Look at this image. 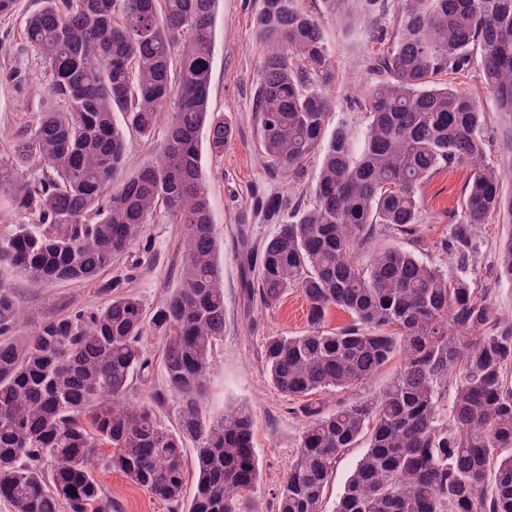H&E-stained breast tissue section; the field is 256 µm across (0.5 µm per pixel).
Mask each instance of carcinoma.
Here are the masks:
<instances>
[{"mask_svg": "<svg viewBox=\"0 0 512 512\" xmlns=\"http://www.w3.org/2000/svg\"><path fill=\"white\" fill-rule=\"evenodd\" d=\"M375 0H324L349 21ZM217 0H43L25 20L27 43L48 67V91L61 109L42 115L0 161V190L38 216L0 241V276L34 281L97 279L140 242L159 205L186 226L180 288L153 313L118 293L92 311L17 329L18 304L0 289V499L12 512H112L93 476L106 464L167 503L185 495V444L196 445V492L186 512H245L259 480L252 421L243 410L206 414L202 399L217 342L224 336V281L199 135L211 152L232 139L211 111ZM402 35L375 62L382 79L365 101L362 148L343 125L325 137L335 99L323 90L332 60L319 20L295 0H262L253 25L262 75L253 110L266 154L283 170L316 148L322 162L314 201L280 224L258 260L266 305L290 288L308 306L309 329L265 343L269 380L306 397L300 448L275 499L277 512H325L345 450L367 442L334 512H512V323L475 297L463 277L415 253L376 252L361 266L370 227L413 236L417 188L450 164L470 167L464 216L446 244L464 263L472 226L512 217V195L485 161V112L439 77L476 63L501 111L512 115V0H403ZM125 115V127L114 114ZM168 115L166 143L134 175L124 167L125 129L144 138ZM37 162L41 174L20 176ZM341 308L351 322L326 328ZM162 341L175 425L159 405L128 401L136 373L152 360L141 338ZM400 359L376 396L324 411L313 399L349 389ZM451 404L440 407L443 392ZM50 462V469L44 468Z\"/></svg>", "mask_w": 512, "mask_h": 512, "instance_id": "obj_1", "label": "carcinoma"}]
</instances>
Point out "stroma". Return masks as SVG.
Segmentation results:
<instances>
[{
  "label": "stroma",
  "mask_w": 512,
  "mask_h": 512,
  "mask_svg": "<svg viewBox=\"0 0 512 512\" xmlns=\"http://www.w3.org/2000/svg\"><path fill=\"white\" fill-rule=\"evenodd\" d=\"M40 5V0H20L14 15L0 16V159L9 158L15 140L33 130L42 113L57 105L46 89L44 61L23 35L26 15ZM297 5L319 19L332 56V79L325 89L335 96L336 110L328 114L327 127L332 130L346 125L355 141L363 142L369 124L365 93L378 79L373 69L376 59L391 49L402 32L401 2L378 0L372 11L350 25L329 13L323 0H297ZM260 6L261 0H219L214 18L210 107L224 115L234 134L223 154L206 147L201 150L224 279V337L214 351L203 405L212 415L233 407L250 412L261 480L248 512H276V488L295 456L306 419L302 400L271 385L264 367V345L271 336L302 334L308 323L299 290H289L272 306L264 305L259 297L255 279L258 254L278 226L265 219L258 204L278 198L287 218L309 207L321 155L313 153L286 172L272 165L260 145L253 96L261 78V53L252 25ZM447 82L479 99L486 113L482 129L486 160L503 173L504 191L512 192V121L487 93L479 67L449 75ZM166 136L163 120L150 139L127 132L128 170L154 161ZM469 177L470 170L464 166L434 172L417 191L421 209L415 240L376 226L369 234L368 250L359 256L360 263H367L372 252L381 248L402 247L430 265L451 268L444 244L454 219L462 215ZM184 234V225L163 210L145 227L147 247H133L95 281L34 283L9 274L0 278V287L15 297L26 327L52 316L107 305L112 295L104 285L116 279L122 281L125 293L139 297L151 311L180 286L179 245ZM511 236L512 219L503 214L474 225L472 258L465 272L477 296L495 301L506 316L512 314V282L500 278L499 266L503 245ZM144 342L154 362L153 372L147 379L133 378L129 398L135 403L152 401L156 394L168 391L160 363L161 341L148 333ZM95 477L112 502V512H171L169 504L122 472L100 464Z\"/></svg>",
  "instance_id": "stroma-1"
}]
</instances>
